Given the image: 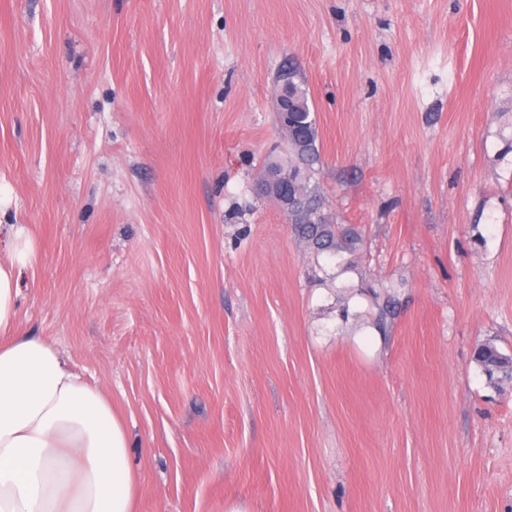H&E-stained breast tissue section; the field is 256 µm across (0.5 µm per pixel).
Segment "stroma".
<instances>
[{"mask_svg":"<svg viewBox=\"0 0 512 512\" xmlns=\"http://www.w3.org/2000/svg\"><path fill=\"white\" fill-rule=\"evenodd\" d=\"M291 61L351 254L256 190ZM0 224L136 512H512V0H0ZM476 361L490 380L498 374L512 377V357L502 354L492 341L485 342L479 347Z\"/></svg>","mask_w":512,"mask_h":512,"instance_id":"obj_1","label":"stroma"}]
</instances>
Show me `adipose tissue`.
<instances>
[{"label":"adipose tissue","instance_id":"1","mask_svg":"<svg viewBox=\"0 0 512 512\" xmlns=\"http://www.w3.org/2000/svg\"><path fill=\"white\" fill-rule=\"evenodd\" d=\"M34 257L12 225L0 260V512H134L137 475L111 402L17 325L18 277Z\"/></svg>","mask_w":512,"mask_h":512}]
</instances>
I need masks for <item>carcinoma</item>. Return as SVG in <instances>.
I'll return each mask as SVG.
<instances>
[{"label":"carcinoma","mask_w":512,"mask_h":512,"mask_svg":"<svg viewBox=\"0 0 512 512\" xmlns=\"http://www.w3.org/2000/svg\"><path fill=\"white\" fill-rule=\"evenodd\" d=\"M288 85L291 96L302 108L288 113V125L279 127L288 145V156L270 158L262 167L260 179L275 189L266 191L268 198L280 202L279 190L288 186L298 200V207L288 213L297 237L317 253H352L360 242L359 232L350 224H338L327 209L324 195L314 180V165L319 161V132L315 113L308 103V93L303 87L298 68L290 64ZM476 361L490 379L501 374L512 376V357L502 354L491 342L483 343L476 352Z\"/></svg>","instance_id":"obj_1"}]
</instances>
